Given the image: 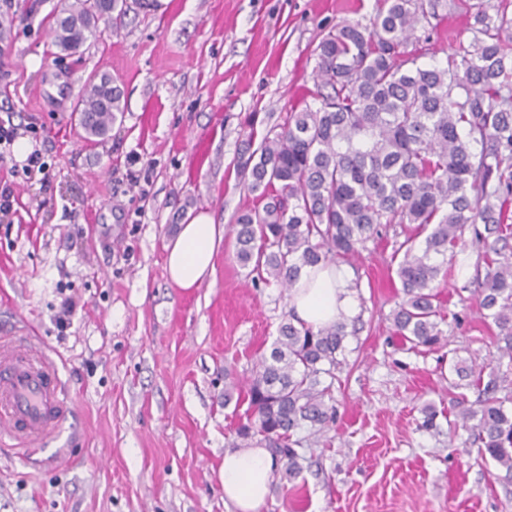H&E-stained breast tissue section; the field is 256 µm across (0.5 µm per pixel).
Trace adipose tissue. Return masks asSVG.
I'll return each instance as SVG.
<instances>
[{"instance_id":"ef3b65f1","label":"adipose tissue","mask_w":512,"mask_h":512,"mask_svg":"<svg viewBox=\"0 0 512 512\" xmlns=\"http://www.w3.org/2000/svg\"><path fill=\"white\" fill-rule=\"evenodd\" d=\"M222 229L201 213L180 225L166 246L169 279L183 289L198 287L215 269ZM291 307L303 322L318 327L353 316L356 302L343 274L335 267L304 269L292 291ZM277 464L260 445L244 444L224 454V496L238 512H259L265 503Z\"/></svg>"}]
</instances>
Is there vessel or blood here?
Wrapping results in <instances>:
<instances>
[{
	"label": "vessel or blood",
	"mask_w": 512,
	"mask_h": 512,
	"mask_svg": "<svg viewBox=\"0 0 512 512\" xmlns=\"http://www.w3.org/2000/svg\"><path fill=\"white\" fill-rule=\"evenodd\" d=\"M70 413L58 371L27 340L0 338V444L40 448L59 436Z\"/></svg>",
	"instance_id": "vessel-or-blood-1"
}]
</instances>
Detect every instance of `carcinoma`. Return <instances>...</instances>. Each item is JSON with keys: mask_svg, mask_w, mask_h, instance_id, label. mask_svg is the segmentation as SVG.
<instances>
[{"mask_svg": "<svg viewBox=\"0 0 512 512\" xmlns=\"http://www.w3.org/2000/svg\"><path fill=\"white\" fill-rule=\"evenodd\" d=\"M124 3L60 0L55 46L78 53L99 21L124 15ZM440 6L466 14L472 40L445 62L422 65L409 40ZM312 80L310 97L240 161L247 190L265 200L232 226L240 266L288 292L302 269L359 253L383 225L406 224L393 253L401 288L393 327L411 347L433 350L444 322L436 282L469 232L485 263L478 308L512 358V0H378L370 24L343 21L322 38ZM125 110L105 73L85 82L73 108L90 143L105 139ZM347 336L343 322L315 330L288 314L241 391L247 408L237 438H260L289 483L302 471L295 433L324 432L335 419ZM499 389L489 375L483 398L456 421L511 479L512 413Z\"/></svg>", "mask_w": 512, "mask_h": 512, "instance_id": "cac0c4a2", "label": "carcinoma"}]
</instances>
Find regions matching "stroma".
Wrapping results in <instances>:
<instances>
[{
    "instance_id": "35a3bbf8",
    "label": "stroma",
    "mask_w": 512,
    "mask_h": 512,
    "mask_svg": "<svg viewBox=\"0 0 512 512\" xmlns=\"http://www.w3.org/2000/svg\"><path fill=\"white\" fill-rule=\"evenodd\" d=\"M57 3L0 0V121L51 166L45 184L0 161L17 197L0 217V337L31 336L55 362L75 440L67 450L51 440L57 458L0 446V512H237L222 474L240 409L224 388L250 380L289 301L239 265L229 232L196 288L168 279L165 246L198 213L229 229L260 207L241 155L312 89L324 34L369 22L376 0H126L122 26H101L78 58L44 24ZM470 41L452 12L410 47L430 64ZM96 71L127 110L91 147L72 111ZM405 236L383 226L358 256L336 260L360 318L336 371V420L321 437L298 432L304 488L272 484L259 512H512V482L470 431L450 427L458 402L478 396L454 384L453 361L512 384V359L476 303L479 255L469 247L448 261L440 348L412 349L392 326V255ZM66 297L75 309L62 332ZM428 404L433 430L420 426Z\"/></svg>"
}]
</instances>
